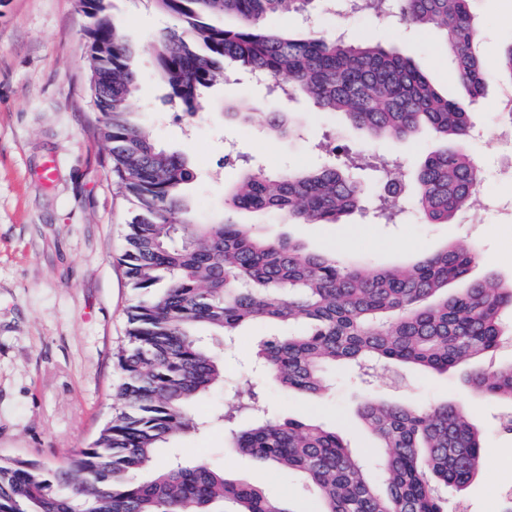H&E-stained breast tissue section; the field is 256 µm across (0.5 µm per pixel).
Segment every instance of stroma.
<instances>
[{
  "instance_id": "1",
  "label": "stroma",
  "mask_w": 512,
  "mask_h": 512,
  "mask_svg": "<svg viewBox=\"0 0 512 512\" xmlns=\"http://www.w3.org/2000/svg\"><path fill=\"white\" fill-rule=\"evenodd\" d=\"M481 25L479 50L485 61V92L466 102L475 133L468 148L484 171L470 213L475 223L423 224L404 198V219L380 223L366 206L338 224H288L280 218L224 205L225 187L243 169H310L327 163L320 144H336L392 161L401 173L414 170L423 153L438 148L430 132L410 140H367L338 114L319 111L303 98L276 99L265 86L242 76L214 87L192 127L178 108L146 45L175 20L147 0H112L130 40L140 46L138 88L129 103L160 145L185 153L196 179L189 185L200 221L221 213L239 224L257 225L270 238L298 240L312 252L341 262L368 258L371 264L406 266L420 255L456 244L475 249L473 280L495 276L512 282V169L507 168L501 120L494 110L512 85L497 69L512 42V0H474ZM90 20L77 0H0V456L55 462L92 443L113 415L119 383L116 354L127 342V308L135 295L119 258L134 215L119 192L107 144L99 135L88 68ZM345 30L411 59L436 87L453 97L459 84L448 67L439 29L416 30L404 20L374 15L348 19L321 14L324 37ZM289 112L297 130L286 138L260 125L246 126L224 115ZM236 162L222 164L226 146ZM268 329L244 328L232 342L211 338L224 351V386L201 397L197 414L208 417L231 406L244 382L264 386L269 412L281 419L316 421L335 430L355 452L372 442L358 418L367 398L429 407L450 402L465 409L485 447L481 473L461 492L465 512H500L512 494V433L499 422L512 411L504 402L478 397L468 382L469 366L437 373L411 366L380 367L368 379L339 365L327 372L328 393L317 398L283 392L269 383L255 359ZM174 448L184 461L203 458L232 477L261 487L294 512H313L314 497L302 477L225 445L224 427L179 436Z\"/></svg>"
}]
</instances>
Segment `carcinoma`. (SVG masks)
<instances>
[{
	"label": "carcinoma",
	"instance_id": "cac0c4a2",
	"mask_svg": "<svg viewBox=\"0 0 512 512\" xmlns=\"http://www.w3.org/2000/svg\"><path fill=\"white\" fill-rule=\"evenodd\" d=\"M179 22L150 42L170 102L195 113L206 93L235 70L257 74L289 97L343 115L375 139H412L431 129L449 142L426 153L413 174L424 224H448L482 182L468 151L471 120L406 58L347 37L276 30L271 18L307 17L325 0H149ZM472 0H362L361 10L399 14L417 29L439 28L458 84L476 98L484 86L481 31ZM92 19L89 68L118 188L136 206L120 262L136 301L127 310V345L117 353L121 382L112 419L65 460L0 457V512H294L258 486L237 482L205 460L161 463L158 451L204 425L192 403L224 383V357L207 336L238 335L254 323L276 331L256 354L280 389L320 397L337 363L371 370L405 364L446 372L493 356L505 340L512 283L466 282L477 253L453 244L406 267L344 265L291 239L270 240L254 224L195 220L185 188L195 173L184 155L160 148L129 101L139 49L111 14V0H79ZM284 138L287 112H228ZM355 160L313 170L248 169L227 192L233 211L275 213L290 224H335L360 208L367 190L350 174ZM376 207L397 216L393 164L375 165ZM453 282L465 286L448 290ZM474 391L512 404V363L476 368ZM259 411L253 387L215 415L231 422ZM361 420L375 441L374 467L321 425L258 416L231 433L228 447L299 473L316 512H448L484 465L485 448L463 408H413L366 400Z\"/></svg>",
	"mask_w": 512,
	"mask_h": 512
}]
</instances>
